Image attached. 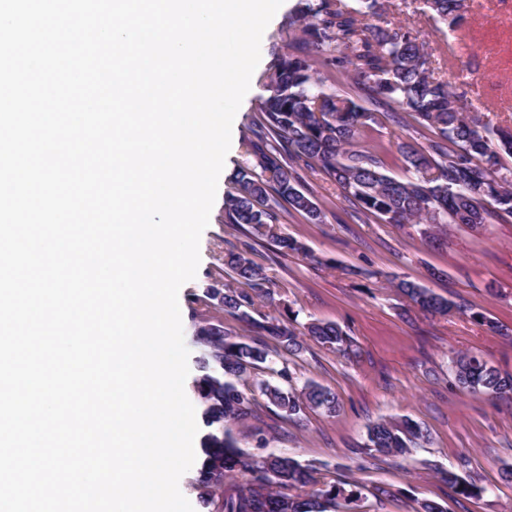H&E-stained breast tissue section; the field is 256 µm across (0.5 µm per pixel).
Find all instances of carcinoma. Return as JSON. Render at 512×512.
<instances>
[{"label":"carcinoma","mask_w":512,"mask_h":512,"mask_svg":"<svg viewBox=\"0 0 512 512\" xmlns=\"http://www.w3.org/2000/svg\"><path fill=\"white\" fill-rule=\"evenodd\" d=\"M464 0H423L432 20L456 30ZM351 73L370 106L324 85L317 61ZM255 139L246 144L250 164L241 169L227 200L230 222L246 225L253 237L272 246L269 260L300 250L278 232L274 206L285 203L311 223L322 211L299 189L297 168L319 169L340 195L365 215L387 224H423L434 241L445 242L448 226L463 224L479 234L493 217L512 216V131L495 128L467 113L448 82L433 76L429 56L413 30L385 18L382 0H299L288 39L276 54L264 87ZM409 112L431 135L416 147L396 143L407 175L385 173L387 147L364 145L366 133L382 126L385 109ZM224 273L234 284L211 285L200 298L216 315L195 331L200 346L193 387L205 427L198 448L193 488L207 512H336L358 499L356 493L320 481L317 470L286 453L254 456L227 427L256 418L271 406L289 418L307 408L334 413L331 388L307 380L291 387L288 362L275 367L265 338L283 355H296L304 338L328 349H342L345 337L332 322H309L302 331L276 318L255 317L256 300L271 296L268 267L247 250L224 253ZM416 308L446 315L453 302L406 278L391 281ZM245 324L258 337L238 336L224 327V316ZM449 371L463 391L491 399L512 398V375H504L474 353L459 354ZM278 378L275 383L272 378ZM426 439L416 421L380 420L368 426L363 450L403 454ZM241 476L242 481H234ZM443 479L457 493L473 496L483 488L448 470Z\"/></svg>","instance_id":"cac0c4a2"}]
</instances>
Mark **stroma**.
I'll use <instances>...</instances> for the list:
<instances>
[{
  "instance_id": "obj_1",
  "label": "stroma",
  "mask_w": 512,
  "mask_h": 512,
  "mask_svg": "<svg viewBox=\"0 0 512 512\" xmlns=\"http://www.w3.org/2000/svg\"><path fill=\"white\" fill-rule=\"evenodd\" d=\"M296 4L284 0L263 34L255 86L235 116L234 139L200 238L197 274L179 290L184 340L193 356L199 353L194 329L207 316L196 298L209 285L227 282L224 253L246 238L242 226L228 223L225 203L247 161L245 141ZM465 4V19L453 32L422 14L416 0H386V16L414 29L435 77L453 84L465 72L459 92L468 110L512 128V0ZM301 184L324 221L313 224L279 210V229L302 250L268 263L272 297L257 308L268 316L290 309L301 324L336 323L352 351L306 342L288 359L293 382L330 387L338 410L308 409L289 418L261 409L258 418L233 424L242 447L255 451L252 434L262 428L268 448L317 465L326 480L360 492L352 512H417L425 501L444 512H512V480L503 475L512 468V401L471 396L448 376L450 357L467 351L512 374V218L493 222L482 235L453 225L447 243L437 246L422 225L363 216L320 171L303 172ZM396 276L448 298L455 311L423 314L391 288ZM477 312L484 322L474 320ZM404 417L427 429L424 447L397 456L358 453L369 424ZM446 470L481 486V494L456 493L442 478ZM379 488L384 496H376Z\"/></svg>"
}]
</instances>
